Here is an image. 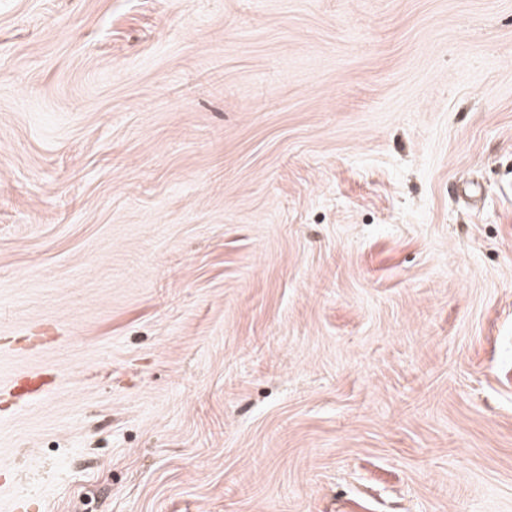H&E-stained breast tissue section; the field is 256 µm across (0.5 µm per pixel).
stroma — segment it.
<instances>
[{
	"label": "stroma",
	"mask_w": 512,
	"mask_h": 512,
	"mask_svg": "<svg viewBox=\"0 0 512 512\" xmlns=\"http://www.w3.org/2000/svg\"><path fill=\"white\" fill-rule=\"evenodd\" d=\"M0 512H512V0H0ZM46 385L47 383L43 377L36 372H28L19 375L13 382L14 388H18L21 394L29 397L42 395L46 391Z\"/></svg>",
	"instance_id": "obj_1"
}]
</instances>
